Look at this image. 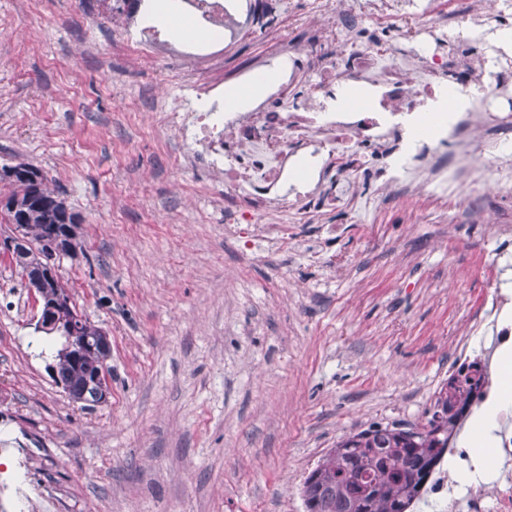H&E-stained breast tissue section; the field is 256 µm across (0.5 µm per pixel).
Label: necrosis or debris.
<instances>
[{
    "label": "necrosis or debris",
    "mask_w": 512,
    "mask_h": 512,
    "mask_svg": "<svg viewBox=\"0 0 512 512\" xmlns=\"http://www.w3.org/2000/svg\"><path fill=\"white\" fill-rule=\"evenodd\" d=\"M205 38L176 41L149 24L155 0H112V29L137 65L181 64L185 89L168 128L178 146L176 166L205 176L183 184L198 197L224 195V225H255L262 238L285 242L314 215L363 201L373 212L393 199L412 202L405 221L431 214L474 221L512 241L500 210L512 203V58L482 53L462 65L487 26L512 23V0H312L284 15L281 0H183ZM260 37L244 65L233 49ZM277 80L243 110L222 108L224 87L267 71ZM347 83L368 86L369 104H339ZM467 96L451 123L425 138L413 132L421 116L448 106L449 85ZM512 295L494 288L482 299L481 349H460L456 367L480 361L486 375L460 417L496 398L487 375L501 350L512 348V321L502 318ZM497 452L488 481L461 486L468 448L448 440L454 467L441 469L426 496L443 512H512V408L497 415Z\"/></svg>",
    "instance_id": "1"
}]
</instances>
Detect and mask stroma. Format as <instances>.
<instances>
[{
  "mask_svg": "<svg viewBox=\"0 0 512 512\" xmlns=\"http://www.w3.org/2000/svg\"><path fill=\"white\" fill-rule=\"evenodd\" d=\"M176 71L131 66L96 0H0V166L42 169L80 216L59 272L112 343L109 398L83 408L0 256V512H306L343 437L426 422L499 277L480 226H412L396 201L291 248L225 236L153 119Z\"/></svg>",
  "mask_w": 512,
  "mask_h": 512,
  "instance_id": "stroma-1",
  "label": "stroma"
}]
</instances>
